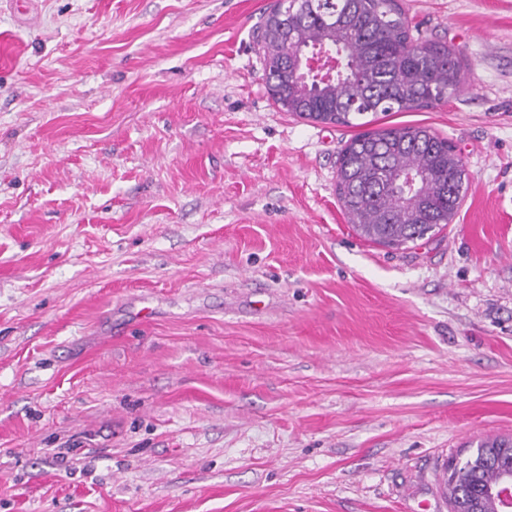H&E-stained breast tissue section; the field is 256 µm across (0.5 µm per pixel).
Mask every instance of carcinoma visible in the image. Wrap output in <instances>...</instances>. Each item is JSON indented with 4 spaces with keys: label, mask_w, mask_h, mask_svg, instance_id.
I'll return each mask as SVG.
<instances>
[{
    "label": "carcinoma",
    "mask_w": 512,
    "mask_h": 512,
    "mask_svg": "<svg viewBox=\"0 0 512 512\" xmlns=\"http://www.w3.org/2000/svg\"><path fill=\"white\" fill-rule=\"evenodd\" d=\"M253 36L275 102L314 122L356 126L369 113L415 110L467 88L456 50L414 37L399 0H278ZM294 45L341 52L345 68L327 80L306 79L289 61ZM466 179L454 147L430 128L381 127L345 145L336 192L361 237L402 246L453 222ZM507 471L512 438L479 442L464 471L444 482L451 512H499L489 491Z\"/></svg>",
    "instance_id": "carcinoma-1"
}]
</instances>
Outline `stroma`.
Returning <instances> with one entry per match:
<instances>
[{"instance_id":"stroma-1","label":"stroma","mask_w":512,"mask_h":512,"mask_svg":"<svg viewBox=\"0 0 512 512\" xmlns=\"http://www.w3.org/2000/svg\"><path fill=\"white\" fill-rule=\"evenodd\" d=\"M274 2L0 0V512H450L512 436V0H401L469 88L373 122L468 174L399 249L338 203L356 128L270 95Z\"/></svg>"}]
</instances>
